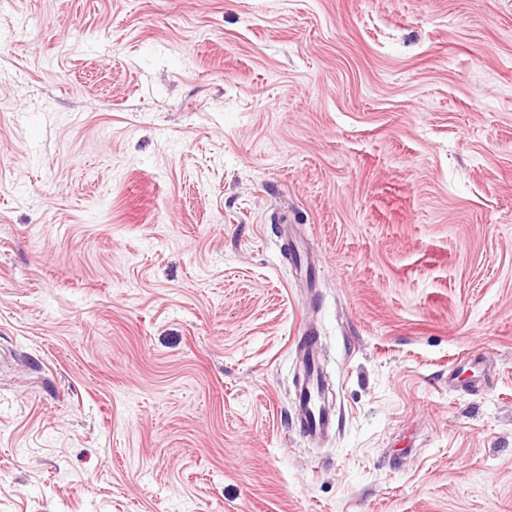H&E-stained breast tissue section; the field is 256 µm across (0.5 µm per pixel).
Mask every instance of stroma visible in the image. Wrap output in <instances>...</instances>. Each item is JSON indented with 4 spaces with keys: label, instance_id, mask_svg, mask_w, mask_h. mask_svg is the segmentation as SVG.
I'll return each instance as SVG.
<instances>
[{
    "label": "stroma",
    "instance_id": "obj_1",
    "mask_svg": "<svg viewBox=\"0 0 512 512\" xmlns=\"http://www.w3.org/2000/svg\"><path fill=\"white\" fill-rule=\"evenodd\" d=\"M0 512H512V0H0ZM300 353L304 373L296 394L301 407L300 422L308 437L318 438L331 430L334 416L320 397L321 380L314 343L301 345Z\"/></svg>",
    "mask_w": 512,
    "mask_h": 512
}]
</instances>
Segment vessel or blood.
<instances>
[{
  "label": "vessel or blood",
  "instance_id": "b4317fda",
  "mask_svg": "<svg viewBox=\"0 0 512 512\" xmlns=\"http://www.w3.org/2000/svg\"><path fill=\"white\" fill-rule=\"evenodd\" d=\"M300 353L304 373L297 386L300 422L308 437L318 438L331 430L334 416L320 397L321 380L314 343L301 345Z\"/></svg>",
  "mask_w": 512,
  "mask_h": 512
}]
</instances>
